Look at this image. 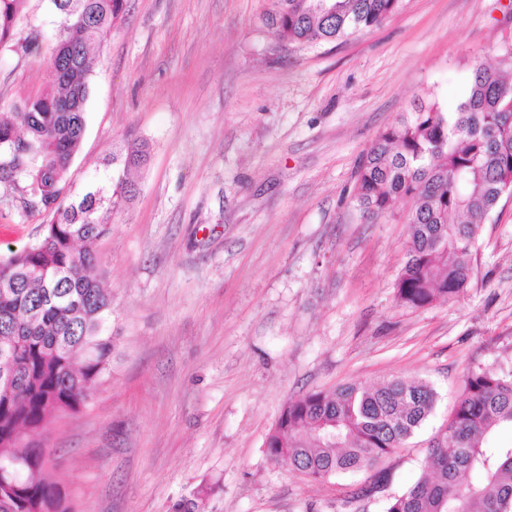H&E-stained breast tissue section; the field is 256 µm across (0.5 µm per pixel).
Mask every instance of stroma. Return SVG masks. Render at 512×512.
<instances>
[{
  "instance_id": "obj_1",
  "label": "stroma",
  "mask_w": 512,
  "mask_h": 512,
  "mask_svg": "<svg viewBox=\"0 0 512 512\" xmlns=\"http://www.w3.org/2000/svg\"><path fill=\"white\" fill-rule=\"evenodd\" d=\"M266 0H131L93 50L73 193L103 185L97 244L119 341L88 404L37 436L77 512H173L217 485L206 512H383L343 505L273 462L288 400L393 375L428 382L433 415L381 463L390 492L421 475L471 369L512 368V197L482 224L455 302L400 305L409 226L350 202L376 136L418 103L454 111L475 63L512 41V0H403L381 26L298 50L262 28ZM60 18L26 0L37 58L0 50V110L54 83ZM151 146L139 193L112 204V150ZM44 212L0 182V256L36 242Z\"/></svg>"
}]
</instances>
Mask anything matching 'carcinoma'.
<instances>
[{
  "label": "carcinoma",
  "instance_id": "carcinoma-1",
  "mask_svg": "<svg viewBox=\"0 0 512 512\" xmlns=\"http://www.w3.org/2000/svg\"><path fill=\"white\" fill-rule=\"evenodd\" d=\"M25 0H0V50L38 56L39 35H16ZM61 17L50 55L51 90L0 112V181L21 187L24 207L47 213L35 243L0 258V344L19 343L18 382L0 385V459L21 462L0 476V512H75L54 478L51 452L21 438L62 412L76 411L112 372L117 344L112 295L97 275V242L112 225L97 217L95 194H71L91 93L90 51L112 33L128 0H51ZM260 23L281 44L315 47L381 25L402 0H267ZM512 45L494 66L473 69L452 112L421 106L382 131L363 154L352 190L368 219L392 218L405 203L410 224L398 302L424 308L457 300L472 277L470 256L481 224L512 194ZM145 140L112 156V195L131 201L129 173L146 165ZM431 385L389 377L346 383L288 401L264 447L272 461L314 481L353 478L401 448L435 409ZM512 370L478 369L464 377L448 426L432 442L428 470L385 498L384 512H512ZM216 486L205 485L173 512H205ZM378 482L344 491L343 503L368 499Z\"/></svg>",
  "mask_w": 512,
  "mask_h": 512
}]
</instances>
